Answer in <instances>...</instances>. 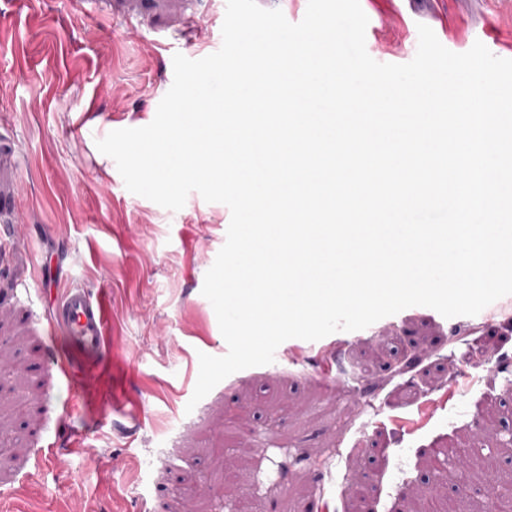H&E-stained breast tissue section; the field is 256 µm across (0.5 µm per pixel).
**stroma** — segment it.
I'll use <instances>...</instances> for the list:
<instances>
[{"label":"stroma","mask_w":512,"mask_h":512,"mask_svg":"<svg viewBox=\"0 0 512 512\" xmlns=\"http://www.w3.org/2000/svg\"><path fill=\"white\" fill-rule=\"evenodd\" d=\"M226 0H0V141L18 168L0 259V512H477L512 484V298L480 329L413 306L338 331L342 367L289 339L189 407L227 343L202 294L231 213L131 193L97 140L150 124L173 57L221 44ZM366 50L404 64L429 26L512 59V0H367ZM109 301L108 349L69 411L52 368L60 290ZM40 296H32V289ZM87 450L73 453V439ZM240 469L234 494L224 473Z\"/></svg>","instance_id":"stroma-1"}]
</instances>
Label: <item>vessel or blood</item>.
Listing matches in <instances>:
<instances>
[{"mask_svg":"<svg viewBox=\"0 0 512 512\" xmlns=\"http://www.w3.org/2000/svg\"><path fill=\"white\" fill-rule=\"evenodd\" d=\"M15 172L0 157V220L9 221L15 211ZM108 304L103 297L75 284L67 288L56 309L54 325L76 352L86 358L99 354L106 344Z\"/></svg>","mask_w":512,"mask_h":512,"instance_id":"vessel-or-blood-1","label":"vessel or blood"}]
</instances>
